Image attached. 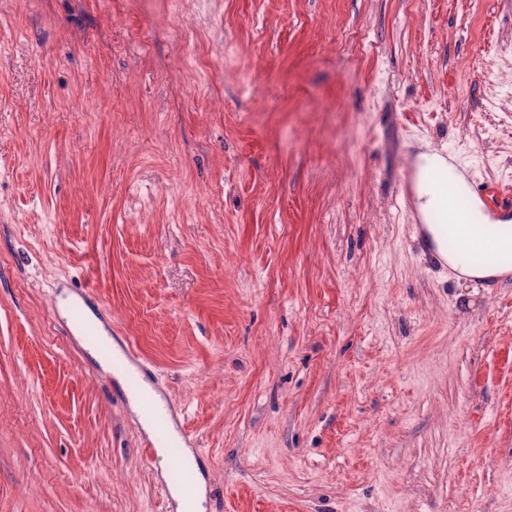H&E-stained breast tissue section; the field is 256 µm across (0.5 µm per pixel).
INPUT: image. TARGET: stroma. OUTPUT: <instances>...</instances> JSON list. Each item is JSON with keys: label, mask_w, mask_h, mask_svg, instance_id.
I'll return each instance as SVG.
<instances>
[{"label": "stroma", "mask_w": 512, "mask_h": 512, "mask_svg": "<svg viewBox=\"0 0 512 512\" xmlns=\"http://www.w3.org/2000/svg\"><path fill=\"white\" fill-rule=\"evenodd\" d=\"M429 147L512 202V0H0V512H176L85 289L206 512H512V274L418 249Z\"/></svg>", "instance_id": "obj_1"}]
</instances>
